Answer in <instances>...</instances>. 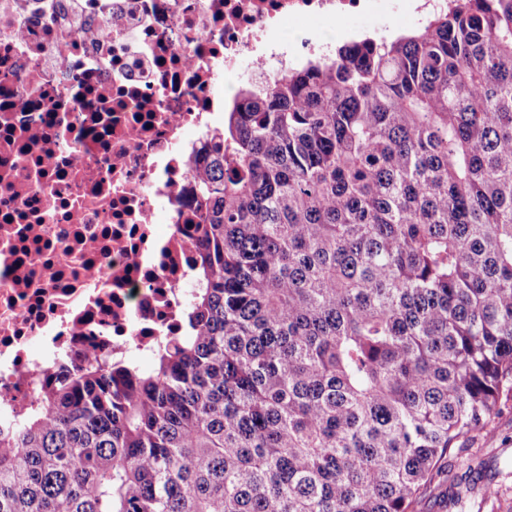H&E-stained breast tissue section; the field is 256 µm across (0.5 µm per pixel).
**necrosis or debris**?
Masks as SVG:
<instances>
[{"label": "necrosis or debris", "instance_id": "1", "mask_svg": "<svg viewBox=\"0 0 512 512\" xmlns=\"http://www.w3.org/2000/svg\"><path fill=\"white\" fill-rule=\"evenodd\" d=\"M455 0H0V424L89 358L179 335L226 78L331 59L328 27L424 24Z\"/></svg>", "mask_w": 512, "mask_h": 512}]
</instances>
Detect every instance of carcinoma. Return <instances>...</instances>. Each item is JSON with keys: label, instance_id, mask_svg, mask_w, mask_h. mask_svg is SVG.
Wrapping results in <instances>:
<instances>
[{"label": "carcinoma", "instance_id": "carcinoma-1", "mask_svg": "<svg viewBox=\"0 0 512 512\" xmlns=\"http://www.w3.org/2000/svg\"><path fill=\"white\" fill-rule=\"evenodd\" d=\"M194 177L183 334L0 435V512H413L512 394V0L242 87Z\"/></svg>", "mask_w": 512, "mask_h": 512}]
</instances>
